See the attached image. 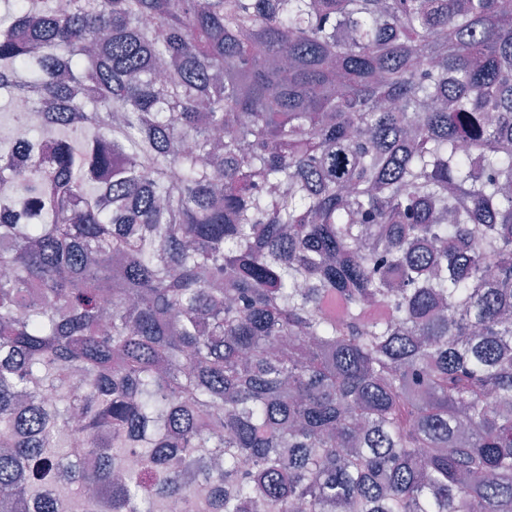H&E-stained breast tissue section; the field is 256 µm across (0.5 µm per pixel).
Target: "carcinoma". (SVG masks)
Masks as SVG:
<instances>
[{"label":"carcinoma","mask_w":512,"mask_h":512,"mask_svg":"<svg viewBox=\"0 0 512 512\" xmlns=\"http://www.w3.org/2000/svg\"><path fill=\"white\" fill-rule=\"evenodd\" d=\"M4 3L0 512H512V0Z\"/></svg>","instance_id":"1"}]
</instances>
